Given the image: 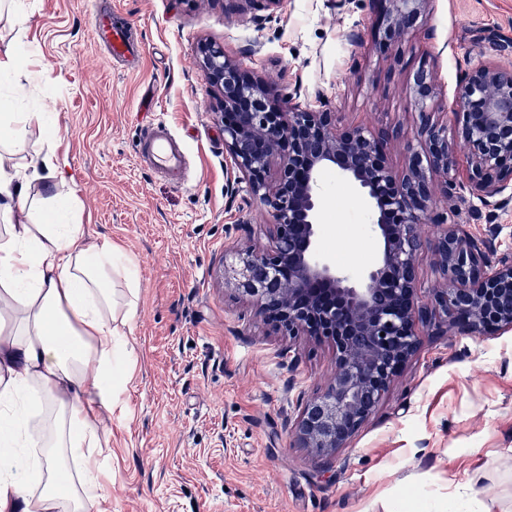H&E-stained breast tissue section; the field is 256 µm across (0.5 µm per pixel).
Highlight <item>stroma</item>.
<instances>
[{
  "label": "stroma",
  "instance_id": "35a3bbf8",
  "mask_svg": "<svg viewBox=\"0 0 512 512\" xmlns=\"http://www.w3.org/2000/svg\"><path fill=\"white\" fill-rule=\"evenodd\" d=\"M24 32L0 20V53L28 56L25 99L0 113L50 111L52 149L95 242L116 246L138 283L128 332L130 380L112 401V437L94 460L112 484L109 512H425L478 473L499 476L512 506V331L423 335L375 413L323 465L288 435L302 400L334 371L331 348L275 334L233 288L240 244H270L269 216L247 182L235 196L218 99L197 62L214 41L242 70L336 113L341 126H401L387 161L403 170L417 139L413 74L436 88L435 117L454 121L464 74L512 65V0H429L422 26L381 53L372 22L382 0H21ZM105 10L142 42L138 62L112 60L92 34ZM358 32L360 44L346 36ZM164 119L184 144L178 184L137 156L147 124ZM465 150L455 157L448 221L512 253V183L473 196ZM321 239L337 265L361 272L377 250L366 203L336 172L324 175ZM299 362L288 365L289 349Z\"/></svg>",
  "mask_w": 512,
  "mask_h": 512
}]
</instances>
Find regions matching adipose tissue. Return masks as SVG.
I'll return each mask as SVG.
<instances>
[{"instance_id":"1","label":"adipose tissue","mask_w":512,"mask_h":512,"mask_svg":"<svg viewBox=\"0 0 512 512\" xmlns=\"http://www.w3.org/2000/svg\"><path fill=\"white\" fill-rule=\"evenodd\" d=\"M52 139L45 112L0 118V145ZM89 240L51 154L0 157V512H105L112 492L86 461L112 420L133 347L128 275Z\"/></svg>"}]
</instances>
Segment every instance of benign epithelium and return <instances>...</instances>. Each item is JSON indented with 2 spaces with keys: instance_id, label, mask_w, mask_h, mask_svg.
<instances>
[{
  "instance_id": "7a95c632",
  "label": "benign epithelium",
  "mask_w": 512,
  "mask_h": 512,
  "mask_svg": "<svg viewBox=\"0 0 512 512\" xmlns=\"http://www.w3.org/2000/svg\"><path fill=\"white\" fill-rule=\"evenodd\" d=\"M374 26L379 49L398 44L423 17L429 0H386ZM200 64L220 97L224 151L271 217V245L236 251L234 287L273 331L329 344L335 372L301 403L291 436L329 463L371 417L421 345L422 329L475 336L512 331V255L492 258L458 224L437 211L448 197L454 154L471 163L480 200L512 181V68L483 64L463 79L457 127L434 119L435 87L423 67L413 74L419 109L418 146L406 168L386 160V131L341 127L336 113L275 97L250 79L223 46L205 41ZM337 172L364 197L375 263L361 273L336 265L322 250L323 174ZM435 224L433 263L441 285L420 300L416 259L420 227Z\"/></svg>"
}]
</instances>
